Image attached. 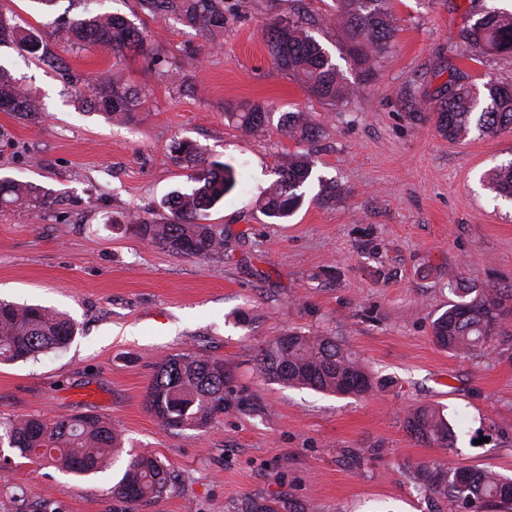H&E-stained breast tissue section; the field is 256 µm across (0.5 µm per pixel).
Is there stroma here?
<instances>
[{
    "label": "stroma",
    "mask_w": 512,
    "mask_h": 512,
    "mask_svg": "<svg viewBox=\"0 0 512 512\" xmlns=\"http://www.w3.org/2000/svg\"><path fill=\"white\" fill-rule=\"evenodd\" d=\"M335 0H224V33L209 41L171 17H146L139 0H0L19 24L83 9L125 16L148 51L55 48L48 64L10 45L7 67L40 102L41 118L0 112V178L51 195L44 210L0 208V299L65 313L67 348L0 364V419L99 414L126 446L168 467V489L135 505L116 497L124 461L76 475L15 458L0 470L4 512H429L411 465L443 454L409 436L407 412L427 404L461 422L454 465L512 477V341L463 358L439 348L432 321L454 282L512 281V200L487 174L512 161V132L451 141L433 119L450 70L482 85L512 83V56L482 63L450 53L481 10L512 14V0H391L394 37L363 75L343 34L320 25ZM301 8L310 33L347 83L330 106L275 67L264 30ZM194 59L179 84L168 72ZM137 88L124 122L83 103L98 82ZM260 104L262 134L231 112ZM322 127L314 143L283 129L289 112ZM199 144L231 165L234 191L209 210L223 254L184 258L143 241L131 216L163 221L162 201L188 191L193 167L174 142ZM312 152L304 203L284 221L257 198L289 155ZM344 340L383 388L334 395L286 387L256 369L260 348L290 329ZM199 352L232 376L223 414L206 428L164 427L146 406L153 365Z\"/></svg>",
    "instance_id": "stroma-1"
}]
</instances>
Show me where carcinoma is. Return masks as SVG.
<instances>
[{"instance_id":"1","label":"carcinoma","mask_w":512,"mask_h":512,"mask_svg":"<svg viewBox=\"0 0 512 512\" xmlns=\"http://www.w3.org/2000/svg\"><path fill=\"white\" fill-rule=\"evenodd\" d=\"M388 0H336V15L328 21L342 28L348 53L359 65H371L385 52L393 32L385 3ZM150 16H172L203 36L217 39L224 32V0H140ZM59 46L88 51L96 46L112 48V54L144 50L147 38L127 19L117 14L87 13L59 21L48 29ZM268 51L276 65L296 77L321 100L342 104L355 90L349 88L327 50L309 33L301 16L280 17L265 29ZM12 43L34 58L50 61L48 43L35 28L16 22L13 14L0 11V44ZM457 56L480 62L489 55H512V15L486 11L462 34ZM87 105L110 117L125 116L140 103L137 90L103 83L94 90ZM0 111L14 112L26 119L40 115L39 101L10 71L0 66ZM436 126L451 140L467 137L475 129L483 135L512 131V83L489 80L482 88L451 76L435 105ZM249 132L265 128L264 107L253 104L229 112ZM285 129L301 140L318 133L316 120L305 112H290ZM177 158L203 165L206 159L197 144L178 141ZM315 162L307 154H296L277 172L261 198V210L270 219L288 218L303 201V187ZM492 188L512 198V162L492 171ZM189 193H177L165 201L166 221L138 219L137 233L150 244L187 257L201 258L222 253L227 246L224 232L203 223L206 213L236 186L234 169L213 162L195 178ZM46 191L36 185L0 179V207L27 205L43 209L50 205ZM456 300L431 324L438 347L454 355H471L486 350L498 337H512V282L481 290L450 288ZM75 324L59 313L37 305L0 301V363H13L65 348L75 336ZM259 371L285 385L310 388L336 395L367 393L381 382L373 381L366 368L335 336H311L290 330L256 356ZM228 375L224 361L184 352L167 355L155 366L148 387L147 406L170 428L207 427L224 412V385ZM405 428L416 441L454 451L456 432L443 412L424 404L409 410ZM16 449L20 457L74 474L98 471L106 459L123 451V434L111 421L97 415L59 417L50 422L39 418L0 421V443ZM416 490L428 497L447 499L457 512H512V477L452 465L448 457L417 464L412 471ZM165 464L151 452L132 456L113 494L130 503L149 501L169 486Z\"/></svg>"}]
</instances>
